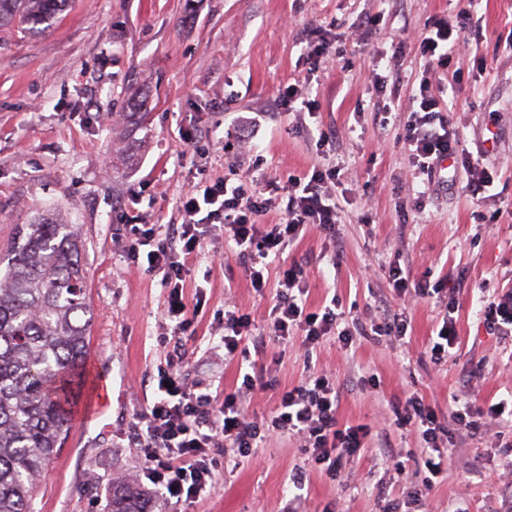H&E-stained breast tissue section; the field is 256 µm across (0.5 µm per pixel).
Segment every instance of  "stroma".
<instances>
[{"label": "stroma", "instance_id": "obj_1", "mask_svg": "<svg viewBox=\"0 0 512 512\" xmlns=\"http://www.w3.org/2000/svg\"><path fill=\"white\" fill-rule=\"evenodd\" d=\"M468 0H70L45 30L0 29V257L17 225L35 214H58L81 237L87 288L94 310L89 360L112 378L106 424H87L61 448L39 482L34 512H107L112 481H144V462L129 430L154 398L152 376L165 367L160 345L167 295L158 277L127 264L118 241L133 224H178L179 197L194 180L238 170L251 178L286 182L323 164L320 131L335 137V161L346 189L340 200L337 261L309 228L290 253L309 278L308 305L339 297L349 325L370 324L376 301L404 310V342L355 335L352 348L327 337L312 356L299 340L267 338L275 288L254 293L234 252L213 231L186 277V300L205 301L181 353L188 380L217 392L239 384L238 362H225L220 338L224 305L249 312L265 335L257 366L272 370L275 385L256 395L250 416L272 414L279 395L316 367L344 388L341 423L367 425L368 452L347 468L343 485L311 472L302 500L291 476L304 455L296 439L268 442L258 460L224 472L210 497L170 504L166 512H386L406 496L404 482L381 492L378 447L390 441L414 447L394 424L393 407L412 392L447 408L453 398L494 403L512 396V346L484 326L478 310L484 287L512 289V212L473 198L465 174L442 171L428 184L411 167L400 138L401 112L412 105L422 78L433 93L446 89L451 70L427 73L418 46L429 21L465 15ZM380 23L363 35L360 21ZM478 26L465 34L472 53L457 95L454 120L464 145L499 169L512 197V52L499 38L512 35V0H481ZM329 40L333 60L312 68L307 54ZM403 43L400 81L376 91L373 69L382 54ZM296 85L315 115L300 121L278 112L280 89ZM395 101L398 113L383 106ZM139 109L144 120L129 123ZM265 109L253 134L238 117ZM195 133L186 144L183 132ZM137 195L128 211L123 202ZM423 196L422 212L408 200ZM409 264L414 278L447 277L459 303L460 349L434 364L428 344L439 309L424 299L402 301L388 286V268ZM374 377L375 386L361 385ZM498 421L480 434L452 431L453 453L442 483L417 503L418 512H512V432L497 438Z\"/></svg>", "mask_w": 512, "mask_h": 512}]
</instances>
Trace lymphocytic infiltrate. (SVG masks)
Listing matches in <instances>:
<instances>
[{"instance_id":"f902f5d3","label":"lymphocytic infiltrate","mask_w":512,"mask_h":512,"mask_svg":"<svg viewBox=\"0 0 512 512\" xmlns=\"http://www.w3.org/2000/svg\"><path fill=\"white\" fill-rule=\"evenodd\" d=\"M465 27V22L445 18L429 24L419 44L428 69H445L465 59L469 50L462 34ZM414 99L417 106L405 114L401 137L412 166L431 177L441 160H450L453 167L463 169L472 196L486 194L496 175L464 146L453 111L432 94L429 80H421ZM339 179L340 169L333 163L283 184L268 182L263 193L224 177L194 184L185 192L179 201L183 221L166 232H159L154 224L131 225L122 252L130 264L146 262L148 272L158 276L166 288V335L184 337L193 324L185 301L186 276L205 236L219 228L225 242L233 244L254 292L264 295L268 284H275L269 311L274 337L300 338L308 353L327 336L337 337L342 348L351 347L353 334L343 325L345 313L338 299H331L320 311H308L309 284L302 264L291 262L281 269L277 282L269 280L272 265L302 239L308 227H318L329 240H336L340 216L331 189ZM282 193L287 196L282 221L263 223V216L276 207ZM388 277L395 295L432 300L440 309L436 335L429 343L431 360L438 364L456 356L459 304L446 294L443 280L414 279L410 269L398 263L390 265ZM480 315L487 329L501 339H512V290L489 295ZM179 360V353L170 354L165 369L158 371L155 397L133 427V443L141 448L146 462L148 494L162 503L211 495L223 481L215 458L221 449L235 459H254L273 436L299 437L305 468L296 472L293 484L301 491L306 468L340 483L345 462L366 448L367 427L339 424L342 388L325 371H310L300 384L281 393L270 417L258 420L245 407L254 395L272 388L271 379L261 373H244L240 386L221 396L202 382H187ZM394 414L398 427H414L419 447L392 451L388 457L402 472L406 460L422 455L426 474L421 483L429 489L448 461L449 426L473 434L480 430L483 418L490 417L512 427V400L503 399L496 405L473 400L457 403L449 406L448 419L443 422L435 406L414 394Z\"/></svg>"}]
</instances>
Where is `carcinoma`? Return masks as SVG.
Here are the masks:
<instances>
[{
    "instance_id": "1",
    "label": "carcinoma",
    "mask_w": 512,
    "mask_h": 512,
    "mask_svg": "<svg viewBox=\"0 0 512 512\" xmlns=\"http://www.w3.org/2000/svg\"><path fill=\"white\" fill-rule=\"evenodd\" d=\"M68 0H0V28L48 25ZM84 243L40 214L17 225L0 278V512H33L38 478L62 447L84 372L94 311ZM107 512H151L133 482L112 485Z\"/></svg>"
}]
</instances>
